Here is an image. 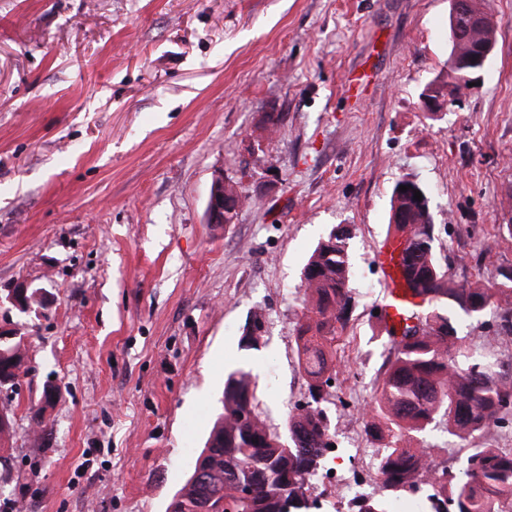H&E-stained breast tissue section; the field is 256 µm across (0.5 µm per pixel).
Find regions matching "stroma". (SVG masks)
<instances>
[{"label":"stroma","instance_id":"stroma-1","mask_svg":"<svg viewBox=\"0 0 512 512\" xmlns=\"http://www.w3.org/2000/svg\"><path fill=\"white\" fill-rule=\"evenodd\" d=\"M488 3L493 54L460 106L430 113L449 0H0V296L24 281L50 299L0 307L27 347L0 393V512H166L239 367L282 430L305 393L302 268L338 226L356 304L327 408L334 501L376 492L363 415L393 357L374 255L396 182L428 192L456 282L512 269L496 234L512 224V0ZM353 70L372 75L357 100ZM269 112L283 120L262 151ZM218 173L251 197L232 224L205 221ZM257 310L266 343L249 349ZM458 329L512 363L495 313ZM48 386L41 447L28 429Z\"/></svg>","mask_w":512,"mask_h":512}]
</instances>
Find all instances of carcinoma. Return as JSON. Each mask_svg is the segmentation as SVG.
<instances>
[{
    "label": "carcinoma",
    "mask_w": 512,
    "mask_h": 512,
    "mask_svg": "<svg viewBox=\"0 0 512 512\" xmlns=\"http://www.w3.org/2000/svg\"><path fill=\"white\" fill-rule=\"evenodd\" d=\"M406 186L402 192L399 187ZM422 200L413 199L414 191ZM389 224L404 242L400 251L405 286L420 299L394 340L393 360L383 372L364 431L380 442L378 493L356 494L345 512H387L393 495L414 491L417 481L438 464L424 448L413 446L432 424H445L460 441L457 452L466 467L440 470L442 479L429 482L430 512H503L512 500V448H494L480 441L501 419L500 407L512 401V364L477 357L468 337L458 335L448 306L481 324L487 312H497L500 331L512 335V272L491 279L457 284L448 278L435 248L436 230L430 199L410 179L396 183L390 199ZM349 232L332 230L319 241L302 272V298L297 326L298 365L306 379L307 405L288 411L285 434L269 428L262 418L263 402L252 372L238 368L224 383L221 408L198 454L193 473L173 497L168 512H191L211 502L225 512H312L327 489L315 483L333 455L335 433L323 404L331 402L337 355L347 338L355 297L351 287ZM24 362L23 339L0 340V388ZM250 416L234 419L242 407ZM203 470L208 483L197 481ZM249 491V496L242 492Z\"/></svg>",
    "instance_id": "carcinoma-1"
}]
</instances>
